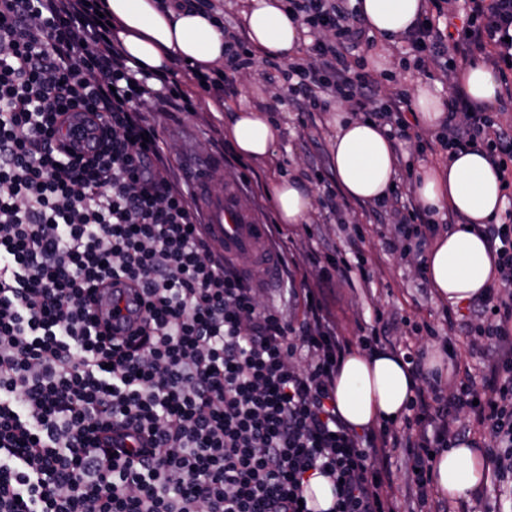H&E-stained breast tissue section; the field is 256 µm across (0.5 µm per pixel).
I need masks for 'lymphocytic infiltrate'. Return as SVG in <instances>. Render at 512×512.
Returning <instances> with one entry per match:
<instances>
[{"label":"lymphocytic infiltrate","mask_w":512,"mask_h":512,"mask_svg":"<svg viewBox=\"0 0 512 512\" xmlns=\"http://www.w3.org/2000/svg\"><path fill=\"white\" fill-rule=\"evenodd\" d=\"M350 0H286L324 30L282 71L299 111L350 102L410 137L408 95L376 103L356 71L368 36ZM103 0H0V512H312L309 473L334 485L330 512H399L371 458L404 449L418 507L448 414L481 430L512 502V225L483 224L498 281L473 308L491 374L417 388L414 423L364 435L336 411L350 347L320 296L296 290L302 322L262 303L253 276L214 248L190 174L146 110L192 96L173 75L128 64ZM409 31L414 66L480 56L501 77L497 109L452 87L437 143L481 148L512 184V0H430ZM460 28H452L454 18ZM404 238L433 214L390 193Z\"/></svg>","instance_id":"lymphocytic-infiltrate-1"}]
</instances>
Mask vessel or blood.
Returning <instances> with one entry per match:
<instances>
[{
  "instance_id": "1",
  "label": "vessel or blood",
  "mask_w": 512,
  "mask_h": 512,
  "mask_svg": "<svg viewBox=\"0 0 512 512\" xmlns=\"http://www.w3.org/2000/svg\"><path fill=\"white\" fill-rule=\"evenodd\" d=\"M198 198L209 218L212 236L224 242V254L249 263L253 270L272 266L268 253L266 226L260 216L247 207L236 183H225L213 190L209 168H200L195 178Z\"/></svg>"
}]
</instances>
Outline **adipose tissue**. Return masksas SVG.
I'll use <instances>...</instances> for the list:
<instances>
[{"label": "adipose tissue", "mask_w": 512, "mask_h": 512, "mask_svg": "<svg viewBox=\"0 0 512 512\" xmlns=\"http://www.w3.org/2000/svg\"><path fill=\"white\" fill-rule=\"evenodd\" d=\"M353 2L371 34L384 42L408 34L424 10V0ZM104 3L132 67L163 73L178 62L210 66L224 58V38L214 19L197 9L177 10L163 0ZM244 24L257 50L287 60L305 39L304 28L284 12L279 0H252ZM452 79L478 105L495 104L501 90L495 72L478 58L455 69ZM224 123L239 156L261 160L273 154L280 129L265 112L243 101L226 114ZM330 151L336 181L348 199L377 201L386 196L397 153L386 127L371 119L337 114ZM271 189L280 223L307 221L312 201L299 179L275 180ZM413 191L426 211L450 210L463 219L439 235L425 256L426 276L436 298L455 307L485 296L498 273L478 227L497 221L504 209L498 171L480 148H464L452 154L447 166L420 168ZM417 384L402 357L353 351L343 358L336 374V410L351 428L361 431L402 415ZM488 474L484 452L465 440L437 454L431 483L440 495L467 501L484 486Z\"/></svg>", "instance_id": "1"}]
</instances>
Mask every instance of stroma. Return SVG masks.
I'll list each match as a JSON object with an SVG mask.
<instances>
[{
    "instance_id": "35a3bbf8",
    "label": "stroma",
    "mask_w": 512,
    "mask_h": 512,
    "mask_svg": "<svg viewBox=\"0 0 512 512\" xmlns=\"http://www.w3.org/2000/svg\"><path fill=\"white\" fill-rule=\"evenodd\" d=\"M389 60L387 70L378 72L369 60L377 54ZM365 72L378 82V103H386L394 89L413 92L418 83L426 81L449 91L451 73L432 66L423 74L412 65L413 54L406 37L391 43H374L362 47ZM268 112L281 129L280 144L273 156L249 160L235 152H225L221 142L227 137L224 114L238 105L240 98ZM335 109L306 114L297 110L288 84L281 74L268 67L263 56H256L254 65L221 86L204 94L195 113H187L161 104L149 118L169 147L175 164L195 173L205 165H215V186L225 180L240 182L248 205L265 223L277 221L271 193L273 180L301 179L312 197V211L307 223L285 226L293 240L295 262L309 272L310 287H318L322 271L345 270V277H336L324 297L336 318L338 333L349 340L371 335L380 330L382 322L395 326L412 351L423 360L442 355L445 368L441 380L452 385L462 369H470L474 377H482L488 361L480 355L481 344L460 332L449 331L444 313L446 306L434 295L429 283L420 279L418 267L422 256L410 251L407 256L388 247L395 236L398 218L393 213L369 217L373 204L347 199L336 182L330 154V143L336 132ZM422 139H409L404 152L398 153L393 188L409 195L420 167L444 166L448 154L443 150L425 149Z\"/></svg>"
}]
</instances>
